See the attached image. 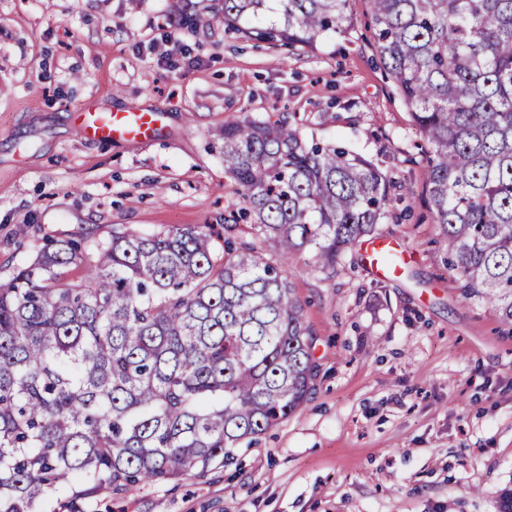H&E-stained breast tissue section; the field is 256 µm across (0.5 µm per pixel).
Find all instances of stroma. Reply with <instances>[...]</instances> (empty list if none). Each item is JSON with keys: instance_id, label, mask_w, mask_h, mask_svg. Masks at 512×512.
Returning a JSON list of instances; mask_svg holds the SVG:
<instances>
[{"instance_id": "obj_1", "label": "stroma", "mask_w": 512, "mask_h": 512, "mask_svg": "<svg viewBox=\"0 0 512 512\" xmlns=\"http://www.w3.org/2000/svg\"><path fill=\"white\" fill-rule=\"evenodd\" d=\"M187 0H0V278L50 239L220 224L227 118L297 113L305 134L372 158L393 183L378 232L412 259L383 278L361 245L288 280L320 373L302 409L206 476L102 491L82 512H497L512 485V334L465 301L424 190L421 140L368 28L317 50L174 29ZM176 30L184 50L169 56ZM165 113L147 143L79 137L87 105Z\"/></svg>"}]
</instances>
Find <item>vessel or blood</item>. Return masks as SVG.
Listing matches in <instances>:
<instances>
[{
  "mask_svg": "<svg viewBox=\"0 0 512 512\" xmlns=\"http://www.w3.org/2000/svg\"><path fill=\"white\" fill-rule=\"evenodd\" d=\"M165 115L142 109L112 112L90 105L77 112L74 125L78 135L102 145L118 142H145L161 131ZM371 266L375 273L394 274L409 253L388 235L375 237L368 243Z\"/></svg>",
  "mask_w": 512,
  "mask_h": 512,
  "instance_id": "b4317fda",
  "label": "vessel or blood"
}]
</instances>
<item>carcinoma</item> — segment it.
<instances>
[{"mask_svg": "<svg viewBox=\"0 0 512 512\" xmlns=\"http://www.w3.org/2000/svg\"><path fill=\"white\" fill-rule=\"evenodd\" d=\"M224 33L314 51L349 0H211ZM422 136L462 297L512 332V0H369ZM222 224L55 240L0 280V512L200 476L306 402L319 365L288 267L336 271L386 218L390 180L296 117L224 121ZM82 266L78 281L71 266Z\"/></svg>", "mask_w": 512, "mask_h": 512, "instance_id": "cac0c4a2", "label": "carcinoma"}]
</instances>
